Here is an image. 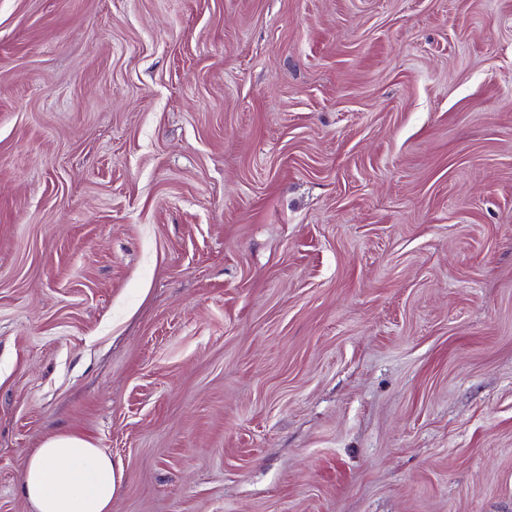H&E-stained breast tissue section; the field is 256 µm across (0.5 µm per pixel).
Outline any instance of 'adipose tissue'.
I'll return each mask as SVG.
<instances>
[{
  "label": "adipose tissue",
  "instance_id": "adipose-tissue-1",
  "mask_svg": "<svg viewBox=\"0 0 512 512\" xmlns=\"http://www.w3.org/2000/svg\"><path fill=\"white\" fill-rule=\"evenodd\" d=\"M122 477L111 455L80 436L59 434L29 457L23 493L36 512H112Z\"/></svg>",
  "mask_w": 512,
  "mask_h": 512
}]
</instances>
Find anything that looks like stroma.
Wrapping results in <instances>:
<instances>
[{
    "label": "stroma",
    "mask_w": 512,
    "mask_h": 512,
    "mask_svg": "<svg viewBox=\"0 0 512 512\" xmlns=\"http://www.w3.org/2000/svg\"><path fill=\"white\" fill-rule=\"evenodd\" d=\"M512 512V0H0V512ZM122 477L111 455L80 436L59 434L29 457L23 493L36 512H112Z\"/></svg>",
    "instance_id": "obj_1"
}]
</instances>
